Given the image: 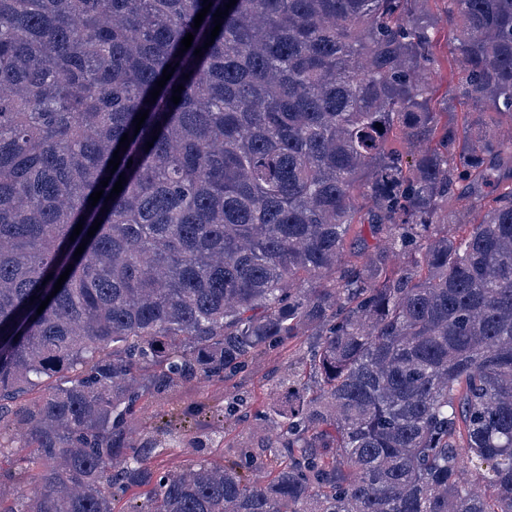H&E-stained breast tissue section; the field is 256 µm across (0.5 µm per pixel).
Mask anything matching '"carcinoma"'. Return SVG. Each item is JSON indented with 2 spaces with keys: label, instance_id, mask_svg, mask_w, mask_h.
I'll return each instance as SVG.
<instances>
[{
  "label": "carcinoma",
  "instance_id": "1",
  "mask_svg": "<svg viewBox=\"0 0 512 512\" xmlns=\"http://www.w3.org/2000/svg\"><path fill=\"white\" fill-rule=\"evenodd\" d=\"M210 2L0 0V512H512V0H445L461 123L429 0H236L198 58ZM305 336L282 452L155 466L224 420L147 405ZM451 34L448 26L438 25L434 30L433 52L439 60V71L434 79V98L441 107L447 100V92L457 83L458 75L450 53Z\"/></svg>",
  "mask_w": 512,
  "mask_h": 512
}]
</instances>
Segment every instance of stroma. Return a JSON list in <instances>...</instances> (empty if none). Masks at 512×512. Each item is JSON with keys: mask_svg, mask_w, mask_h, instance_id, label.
<instances>
[{"mask_svg": "<svg viewBox=\"0 0 512 512\" xmlns=\"http://www.w3.org/2000/svg\"><path fill=\"white\" fill-rule=\"evenodd\" d=\"M450 48L451 34L448 27L438 25L434 30L433 51L440 67L434 79V98L441 104L445 103L448 90L454 87L458 79ZM305 357L306 348L302 345L280 353L267 354L259 357L250 372L242 377L224 384L194 382L168 400L149 405L147 416L159 417L189 406H202L207 412L213 413L225 407L229 401L239 398L245 401L235 416L224 421L223 447L207 449L201 455L192 448H169L157 458V467L174 470L200 456L217 464L235 459L256 425L255 413L263 410L279 377L287 372L305 371Z\"/></svg>", "mask_w": 512, "mask_h": 512, "instance_id": "1", "label": "stroma"}]
</instances>
